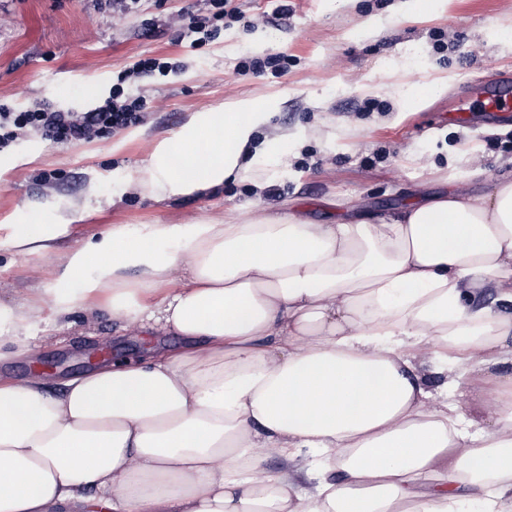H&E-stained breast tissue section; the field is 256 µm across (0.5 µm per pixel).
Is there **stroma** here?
I'll return each mask as SVG.
<instances>
[{"instance_id": "stroma-1", "label": "stroma", "mask_w": 512, "mask_h": 512, "mask_svg": "<svg viewBox=\"0 0 512 512\" xmlns=\"http://www.w3.org/2000/svg\"><path fill=\"white\" fill-rule=\"evenodd\" d=\"M394 0H288L277 16L271 0H230L243 22L225 28L199 49L179 37L175 18L185 9L206 13L207 0H137L118 10L112 0H0V103L15 111L41 102L87 111L112 92L120 72L144 57L175 68L128 85L151 101L143 136L125 132L78 147L36 137L0 151V303L19 299L38 269L62 264L78 238L101 237L112 226L176 224L184 212L237 213L253 207L249 180L225 182L208 197L158 202L127 190L126 167L144 157L143 142L186 122L204 102L221 106L238 97L279 94L285 103L272 121L305 144L271 170L266 203L281 198L311 222L354 216L375 224L397 216L424 193L484 191L512 157V110L491 115L482 103L497 81L512 77V0H455L448 14L417 21L399 16ZM445 46L435 49L431 34ZM280 52L292 58L286 74L241 73L246 56ZM448 81L438 96L397 111L405 82ZM382 110L365 113L363 85ZM427 167L411 165L409 152ZM80 200L60 239L59 254L13 256L12 225L31 216L57 223L60 207ZM32 335L35 356L0 361V374L39 377L50 390L87 371V360L108 346L117 357L139 358L152 348H174L178 336H131L108 313L87 321L75 312L57 335Z\"/></svg>"}]
</instances>
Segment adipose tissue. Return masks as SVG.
<instances>
[{
    "label": "adipose tissue",
    "instance_id": "adipose-tissue-1",
    "mask_svg": "<svg viewBox=\"0 0 512 512\" xmlns=\"http://www.w3.org/2000/svg\"><path fill=\"white\" fill-rule=\"evenodd\" d=\"M281 105L200 104L147 141L127 188L265 189L297 137L271 127ZM82 208L12 225L14 254H55ZM60 280L0 305L9 355L32 353L34 327L104 302L125 331L187 344L57 392L0 377V512H512V374L497 371L512 315L480 302L512 304V167L484 193L425 196L377 224L257 209L117 226L75 240ZM423 357L464 368V405L438 399ZM302 448L312 468H266Z\"/></svg>",
    "mask_w": 512,
    "mask_h": 512
}]
</instances>
